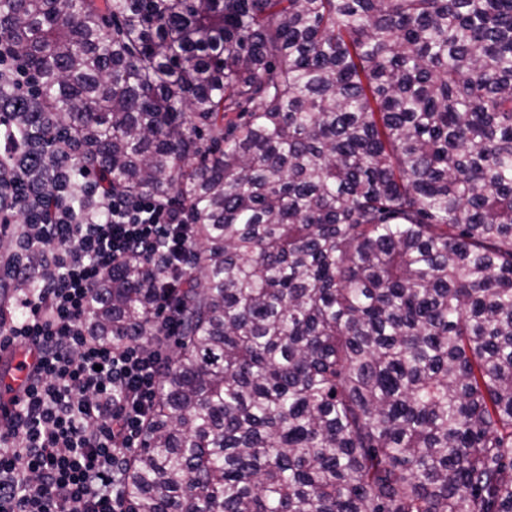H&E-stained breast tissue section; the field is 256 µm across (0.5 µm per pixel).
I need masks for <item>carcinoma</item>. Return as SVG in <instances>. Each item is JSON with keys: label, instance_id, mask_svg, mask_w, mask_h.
Instances as JSON below:
<instances>
[{"label": "carcinoma", "instance_id": "1", "mask_svg": "<svg viewBox=\"0 0 512 512\" xmlns=\"http://www.w3.org/2000/svg\"><path fill=\"white\" fill-rule=\"evenodd\" d=\"M6 123L196 250L128 512H512V0H0ZM164 244L92 331L151 349ZM2 80V83H1ZM29 73L23 68L21 62L5 41L0 40V86L4 84L6 90L11 86L22 93H27Z\"/></svg>", "mask_w": 512, "mask_h": 512}]
</instances>
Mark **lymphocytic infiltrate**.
Returning a JSON list of instances; mask_svg holds the SVG:
<instances>
[{"instance_id": "1", "label": "lymphocytic infiltrate", "mask_w": 512, "mask_h": 512, "mask_svg": "<svg viewBox=\"0 0 512 512\" xmlns=\"http://www.w3.org/2000/svg\"><path fill=\"white\" fill-rule=\"evenodd\" d=\"M22 129L0 124V205L19 216L10 233L17 262L1 283L0 345L33 359L26 397L0 427V512H125L123 462L140 446L166 360L90 329L88 306L112 267L165 241L194 247L174 203L128 197L92 176L84 154L63 153L58 173L84 206L46 201ZM41 257L26 263L28 253Z\"/></svg>"}]
</instances>
